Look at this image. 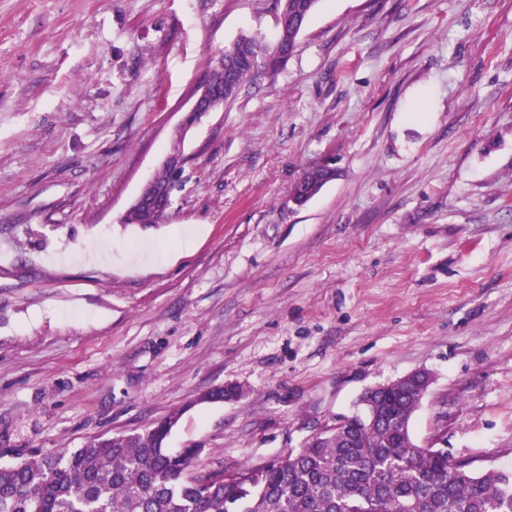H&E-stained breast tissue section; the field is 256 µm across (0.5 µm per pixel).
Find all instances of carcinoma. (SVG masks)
<instances>
[{
    "mask_svg": "<svg viewBox=\"0 0 512 512\" xmlns=\"http://www.w3.org/2000/svg\"><path fill=\"white\" fill-rule=\"evenodd\" d=\"M320 0H277L286 20L276 37H242L224 47V65L206 83L228 103L259 72L275 77L270 62L279 49L293 54L297 38ZM307 166L290 189L300 204L312 197ZM167 212L149 204L122 217L150 228ZM417 393L391 382L377 393L376 417L344 416L299 449L232 474H195L203 449L168 448L172 412L152 426L97 435L63 453L41 454L0 465V512H512V471L476 470L432 448H418L408 416Z\"/></svg>",
    "mask_w": 512,
    "mask_h": 512,
    "instance_id": "cac0c4a2",
    "label": "carcinoma"
}]
</instances>
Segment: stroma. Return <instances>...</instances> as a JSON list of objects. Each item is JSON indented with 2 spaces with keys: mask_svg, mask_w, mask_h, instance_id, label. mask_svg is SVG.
Returning a JSON list of instances; mask_svg holds the SVG:
<instances>
[{
  "mask_svg": "<svg viewBox=\"0 0 512 512\" xmlns=\"http://www.w3.org/2000/svg\"><path fill=\"white\" fill-rule=\"evenodd\" d=\"M276 15L0 0V463L179 409L170 447L230 474L426 370L413 443L512 469V0H322L179 135L211 56ZM176 143L167 219L122 225ZM313 172H315L319 176L327 174V172L322 169L321 164L309 165L304 169L300 178L293 184V186L290 189V194H289L290 198L292 200L298 202L300 205L305 203L308 199H310L313 195H315L321 189V187L324 184H326L328 181L333 179L336 174L334 171V174L331 175V178L329 180L324 182L316 192L310 194V191L312 190V186L310 185L311 182L309 181L308 177Z\"/></svg>",
  "mask_w": 512,
  "mask_h": 512,
  "instance_id": "stroma-1",
  "label": "stroma"
}]
</instances>
